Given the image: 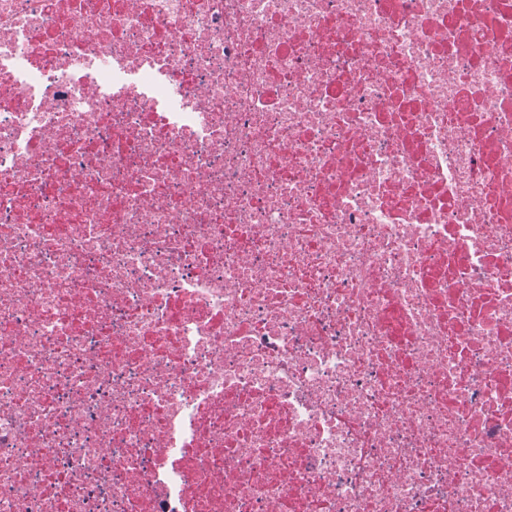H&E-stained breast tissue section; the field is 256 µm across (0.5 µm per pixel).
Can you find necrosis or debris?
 I'll list each match as a JSON object with an SVG mask.
<instances>
[{
  "instance_id": "4bbe7bcc",
  "label": "necrosis or debris",
  "mask_w": 512,
  "mask_h": 512,
  "mask_svg": "<svg viewBox=\"0 0 512 512\" xmlns=\"http://www.w3.org/2000/svg\"><path fill=\"white\" fill-rule=\"evenodd\" d=\"M0 512H512V0H0Z\"/></svg>"
}]
</instances>
